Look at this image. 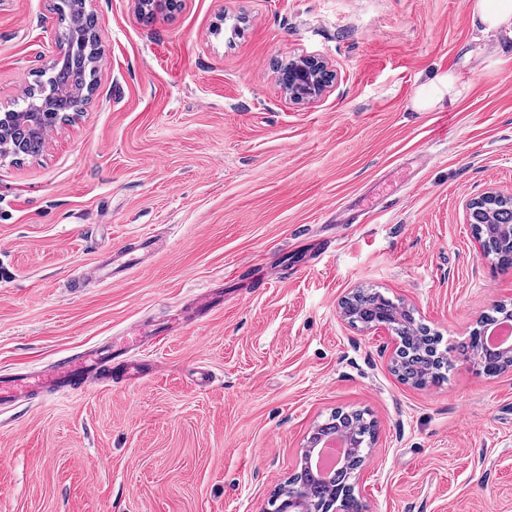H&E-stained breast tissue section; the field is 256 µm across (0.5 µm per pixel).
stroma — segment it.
Listing matches in <instances>:
<instances>
[{
  "label": "stroma",
  "instance_id": "obj_1",
  "mask_svg": "<svg viewBox=\"0 0 512 512\" xmlns=\"http://www.w3.org/2000/svg\"><path fill=\"white\" fill-rule=\"evenodd\" d=\"M56 2L0 0V113L57 60ZM87 8V103L39 155L0 157V373L176 328L152 378L0 411V512H268L339 410L376 424L352 477L367 512H512V367L457 353L512 302L465 212L512 196V37L485 39L471 0ZM299 56L337 74L316 101L279 82ZM448 72L462 98L415 111ZM153 232L147 268L71 288ZM209 288L224 305L196 320ZM359 288L414 308L455 355L443 382L401 381L390 332L341 317Z\"/></svg>",
  "mask_w": 512,
  "mask_h": 512
}]
</instances>
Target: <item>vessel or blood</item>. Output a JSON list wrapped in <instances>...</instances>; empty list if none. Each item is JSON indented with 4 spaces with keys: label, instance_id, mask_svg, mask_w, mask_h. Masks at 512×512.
<instances>
[{
    "label": "vessel or blood",
    "instance_id": "obj_1",
    "mask_svg": "<svg viewBox=\"0 0 512 512\" xmlns=\"http://www.w3.org/2000/svg\"><path fill=\"white\" fill-rule=\"evenodd\" d=\"M158 249V239L144 235L135 247L113 252L110 260L83 270L73 285L80 288L88 282L119 284L131 272L146 267ZM158 367V360L127 357L124 349L112 343L90 347L26 375L0 374V406L29 401L37 393H71L93 385L105 388L115 383L125 385L151 377Z\"/></svg>",
    "mask_w": 512,
    "mask_h": 512
}]
</instances>
